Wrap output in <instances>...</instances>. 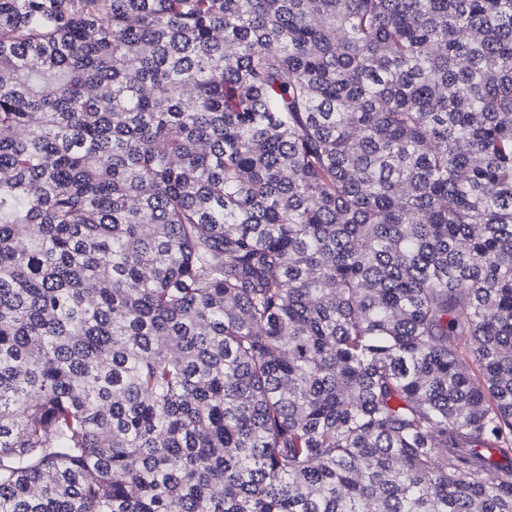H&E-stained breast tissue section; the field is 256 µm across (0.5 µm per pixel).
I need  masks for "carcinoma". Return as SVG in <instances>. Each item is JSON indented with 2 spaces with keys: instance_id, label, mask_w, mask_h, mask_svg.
<instances>
[{
  "instance_id": "carcinoma-1",
  "label": "carcinoma",
  "mask_w": 512,
  "mask_h": 512,
  "mask_svg": "<svg viewBox=\"0 0 512 512\" xmlns=\"http://www.w3.org/2000/svg\"><path fill=\"white\" fill-rule=\"evenodd\" d=\"M0 512H512V0H0Z\"/></svg>"
}]
</instances>
